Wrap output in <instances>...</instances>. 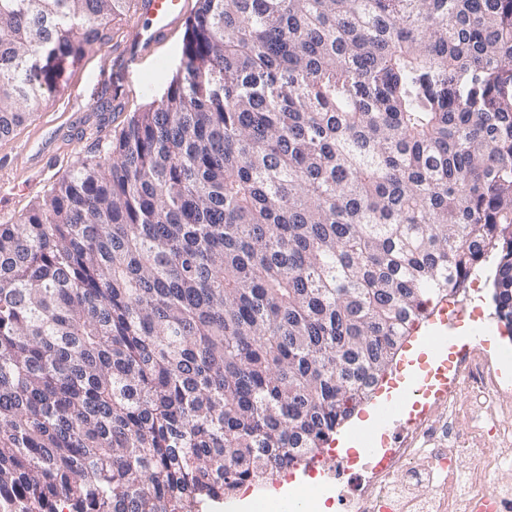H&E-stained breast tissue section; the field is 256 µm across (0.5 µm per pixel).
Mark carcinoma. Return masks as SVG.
<instances>
[{
  "label": "carcinoma",
  "mask_w": 512,
  "mask_h": 512,
  "mask_svg": "<svg viewBox=\"0 0 512 512\" xmlns=\"http://www.w3.org/2000/svg\"><path fill=\"white\" fill-rule=\"evenodd\" d=\"M127 2L0 0V139ZM196 4L185 78L0 224V512L315 457L491 256L512 327V0Z\"/></svg>",
  "instance_id": "obj_1"
}]
</instances>
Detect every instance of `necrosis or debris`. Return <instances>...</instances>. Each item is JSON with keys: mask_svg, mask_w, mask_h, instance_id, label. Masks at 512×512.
Wrapping results in <instances>:
<instances>
[{"mask_svg": "<svg viewBox=\"0 0 512 512\" xmlns=\"http://www.w3.org/2000/svg\"><path fill=\"white\" fill-rule=\"evenodd\" d=\"M464 345L459 377L448 383L452 418L463 407L472 413L482 409L486 395L500 385L484 345L470 338ZM433 414L432 405L422 404L402 440L378 449L376 460L362 465L345 499L348 512H512V486L494 480L512 465V430L499 431L488 443L431 450Z\"/></svg>", "mask_w": 512, "mask_h": 512, "instance_id": "1", "label": "necrosis or debris"}]
</instances>
